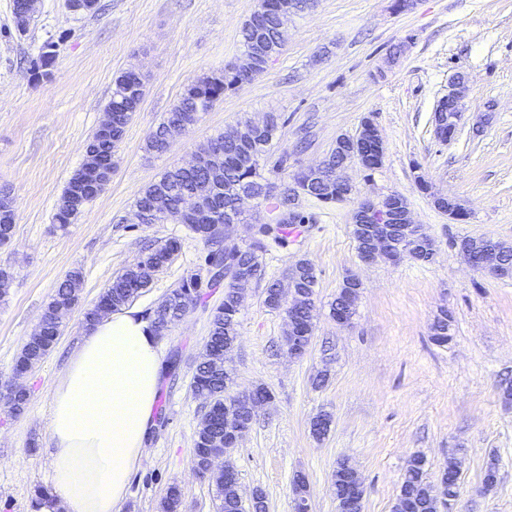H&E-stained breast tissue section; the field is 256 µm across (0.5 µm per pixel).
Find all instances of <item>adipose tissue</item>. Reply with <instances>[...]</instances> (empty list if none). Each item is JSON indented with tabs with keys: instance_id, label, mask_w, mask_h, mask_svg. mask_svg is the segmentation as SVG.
<instances>
[{
	"instance_id": "ef3b65f1",
	"label": "adipose tissue",
	"mask_w": 512,
	"mask_h": 512,
	"mask_svg": "<svg viewBox=\"0 0 512 512\" xmlns=\"http://www.w3.org/2000/svg\"><path fill=\"white\" fill-rule=\"evenodd\" d=\"M155 327L125 307L93 325L52 386L48 422L53 488L34 512H118L158 398Z\"/></svg>"
}]
</instances>
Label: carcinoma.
Returning a JSON list of instances; mask_svg holds the SVG:
<instances>
[{
	"mask_svg": "<svg viewBox=\"0 0 512 512\" xmlns=\"http://www.w3.org/2000/svg\"><path fill=\"white\" fill-rule=\"evenodd\" d=\"M267 7L251 15L241 30L243 50L250 51L256 58L258 72L265 70V56L277 53L278 27L280 21L287 20L294 13L304 10L307 0H266ZM239 85L237 75L227 69L219 76H207L188 87L179 101L173 106L167 117L152 131L146 140V150L158 154L164 153L163 144L175 140L181 133L197 123L200 113L210 111L215 103L224 96V92ZM145 95L144 79L134 72L127 71L114 80L112 97L107 109L124 113V122L112 132L108 141L101 140L99 132H94L85 144V152L99 151L112 156L122 142L126 128L134 112L138 111ZM266 127L253 131L251 122L244 120L236 125L242 132L239 141H227L220 134L199 149L206 155L207 161L197 169L175 167L166 171L160 179L148 185L136 199L135 206L150 210L153 199L159 195L168 199L172 207H177L187 195L196 194L205 202L212 223L226 224L238 216L233 210V200L240 190H250L253 195L267 201L270 207H277L274 197L269 195L265 184L260 181L259 162L273 146L279 128L280 115L270 112L266 115ZM310 197L323 202L336 201V189L319 184L307 186ZM75 186L68 181L61 195L55 214L56 223L61 226L74 223L87 204L93 201L101 190L87 195L79 208L71 209L65 205ZM15 209L9 202L0 207V244L4 238L13 236ZM209 246L205 257L208 267H223L233 270V277L223 282L211 277L207 287L224 288V302L215 308L211 315L209 336L207 338L202 361L192 376L191 387L195 394L207 402V411L196 431L193 449V466L201 469L216 451L214 441L218 440L225 448L235 447V436L224 433V416L229 412L240 420V424L251 426L255 408L234 396L227 394L225 380L228 371L225 366L226 353L232 348L238 336L237 314L239 303L237 290L248 286L253 279H262L264 275L260 253L265 244L254 247L245 246L228 249L220 237H203ZM180 249V243L170 239L164 244L147 249L142 253L135 266L116 277L102 292L98 302L84 314L85 322L95 321L116 311L133 301L139 292L148 287L154 274L168 263ZM292 274L298 283L299 291L305 296L314 295L317 276L313 264L305 259L295 263ZM82 279L79 269L70 271L62 280L45 307L39 329L24 343L15 362V371L24 374L40 363L51 351L60 335L61 324L47 320V312L57 307H68L78 302V285ZM202 281L191 275L181 285L171 290L154 311V318L166 320L169 324L177 322L176 312L182 306L191 305L201 296ZM349 285L340 287L336 300L331 304L330 316L336 317L348 310L347 298ZM315 308L306 304L296 310L294 335L310 336L314 331ZM433 340L439 344L448 342V312H442L432 326ZM425 460L414 456L408 463L400 493L393 506V512H438L437 506L426 495L424 480ZM442 479L448 482V496H454L459 486V472L455 461L450 459L442 471ZM219 504L217 512H261V508L251 509L240 505L238 489L224 483V474L214 476ZM181 494L176 486L169 488L166 497L160 503V512H180Z\"/></svg>",
	"mask_w": 512,
	"mask_h": 512,
	"instance_id": "cac0c4a2",
	"label": "carcinoma"
}]
</instances>
